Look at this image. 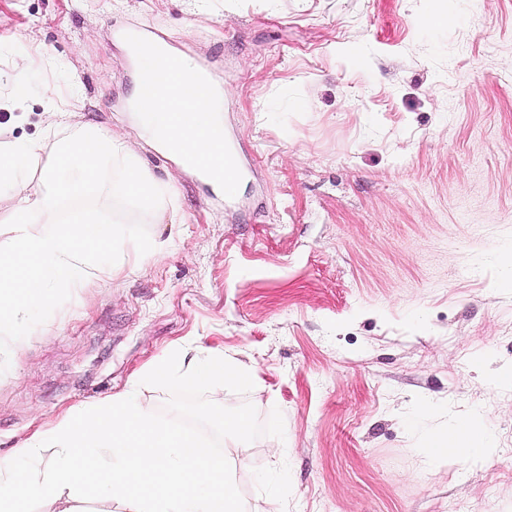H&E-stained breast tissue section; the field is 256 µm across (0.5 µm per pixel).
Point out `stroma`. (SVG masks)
<instances>
[{
    "label": "stroma",
    "mask_w": 512,
    "mask_h": 512,
    "mask_svg": "<svg viewBox=\"0 0 512 512\" xmlns=\"http://www.w3.org/2000/svg\"><path fill=\"white\" fill-rule=\"evenodd\" d=\"M428 14L444 23H425ZM151 28L223 84L232 202L143 137L121 32ZM24 75V110L11 102ZM0 145L120 141L164 193L162 261L125 243L0 374V465L167 350L218 351L284 436L232 449L245 512H512V0H0ZM490 442L435 461L427 435Z\"/></svg>",
    "instance_id": "35a3bbf8"
}]
</instances>
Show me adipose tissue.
<instances>
[{
	"label": "adipose tissue",
	"mask_w": 512,
	"mask_h": 512,
	"mask_svg": "<svg viewBox=\"0 0 512 512\" xmlns=\"http://www.w3.org/2000/svg\"><path fill=\"white\" fill-rule=\"evenodd\" d=\"M137 58L140 75L158 74L159 79L153 93L136 89L131 108L137 112L141 123L159 142H168L184 152L193 163H207L224 154V144L216 139L215 127L220 126L223 110V95L211 98H186L185 87L197 76V68L190 60H182L179 70L172 77L159 73L160 46L147 43L131 46ZM185 368V378L215 388L241 386L249 382L248 366L225 361L223 355L212 353L202 357L179 347L167 356L154 362L149 369L157 381L173 378L175 369Z\"/></svg>",
	"instance_id": "adipose-tissue-1"
}]
</instances>
